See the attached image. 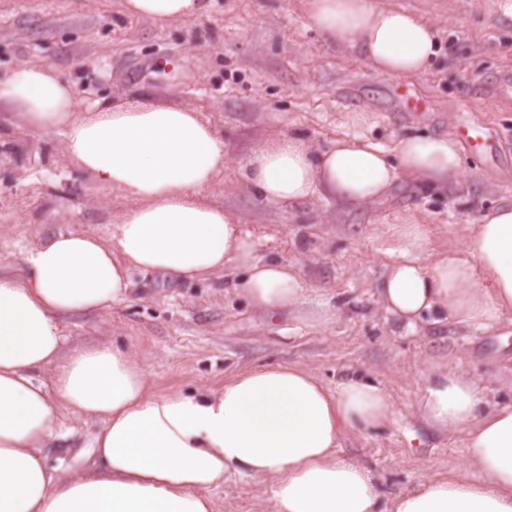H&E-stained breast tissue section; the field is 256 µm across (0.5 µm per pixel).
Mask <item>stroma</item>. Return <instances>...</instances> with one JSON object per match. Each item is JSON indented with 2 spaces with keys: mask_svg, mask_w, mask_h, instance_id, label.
Here are the masks:
<instances>
[{
  "mask_svg": "<svg viewBox=\"0 0 512 512\" xmlns=\"http://www.w3.org/2000/svg\"><path fill=\"white\" fill-rule=\"evenodd\" d=\"M389 2L439 22L440 53L419 76L377 75L358 54L327 43L309 25L304 0H213L208 15L166 27L124 14L118 0H0V79L44 62L83 100L171 95L195 106L228 144L232 161L213 198L242 218L255 259L297 261L314 293L342 306L327 324L267 315L244 302L232 277L171 281L138 271L126 302L67 322L70 345L132 349L157 391L215 388L241 371L288 363L330 386L350 375L371 379L391 396L390 421L373 436H345L340 452L374 471L392 497L468 464L462 431L437 428L419 410L429 369L478 382L490 403H512V314L485 330L427 321L410 330L375 289L397 259V216L428 224L432 246L460 250L472 224L512 201V102L482 99L487 79L512 69V22L497 19L494 0ZM466 122L489 128L497 149L463 152L457 193L402 185L354 214L323 202L295 214L268 206L234 163L288 126L318 147L356 133L390 150L406 129L451 134ZM120 207L72 169L60 137L0 122V264L59 231L107 234ZM62 423L48 465L81 469L98 423L67 413ZM211 495L215 512H271L265 481L231 474Z\"/></svg>",
  "mask_w": 512,
  "mask_h": 512,
  "instance_id": "obj_1",
  "label": "stroma"
}]
</instances>
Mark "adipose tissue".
<instances>
[{
    "instance_id": "obj_1",
    "label": "adipose tissue",
    "mask_w": 512,
    "mask_h": 512,
    "mask_svg": "<svg viewBox=\"0 0 512 512\" xmlns=\"http://www.w3.org/2000/svg\"><path fill=\"white\" fill-rule=\"evenodd\" d=\"M124 12L159 24L200 18L210 0H121ZM326 42L360 55L377 74H422L439 51L436 23L374 0H307ZM0 112L58 135L92 187L125 207L108 239L50 235L0 265V512H214L209 495L237 474L271 482L273 512H512V405L491 404L463 375L429 373L420 408L432 423L465 432L470 471L424 479L386 499L375 475L343 456L345 433L383 428L392 405L375 382L349 376L327 386L299 365L253 368L217 388L155 392L134 352L107 344L68 348L64 320L128 300L132 271L174 280L241 267L235 289L266 312L314 306L299 270L257 261L239 217L206 195L224 172L223 135L191 105L153 97L84 105L49 64L0 79ZM266 205L290 211L321 200L354 211L407 180L458 189L463 161L445 134H403L394 149L359 135L313 146L292 129L237 161ZM399 258L378 285L386 310L414 327L482 329L512 313V202L488 211L466 249L421 262L427 230L400 216ZM52 371L51 384L37 373ZM91 417L95 464L49 468L45 449L62 413Z\"/></svg>"
}]
</instances>
